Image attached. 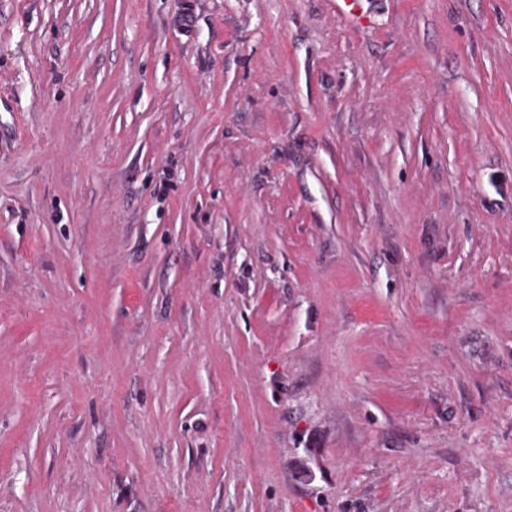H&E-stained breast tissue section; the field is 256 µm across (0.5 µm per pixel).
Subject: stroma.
Listing matches in <instances>:
<instances>
[{
	"label": "stroma",
	"mask_w": 512,
	"mask_h": 512,
	"mask_svg": "<svg viewBox=\"0 0 512 512\" xmlns=\"http://www.w3.org/2000/svg\"><path fill=\"white\" fill-rule=\"evenodd\" d=\"M360 8L0 0V512H512V0Z\"/></svg>",
	"instance_id": "obj_1"
}]
</instances>
